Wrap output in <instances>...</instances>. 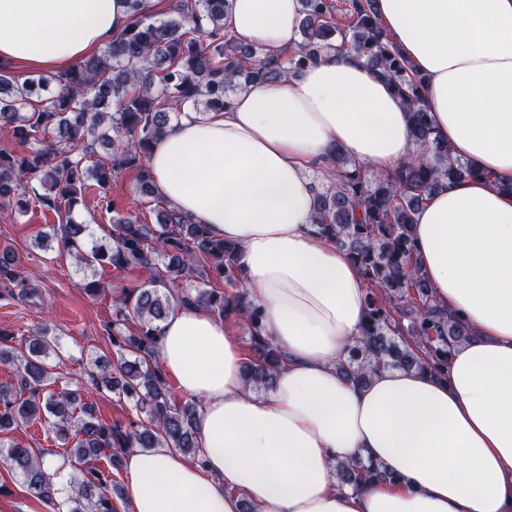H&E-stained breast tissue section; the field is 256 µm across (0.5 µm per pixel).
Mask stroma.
Masks as SVG:
<instances>
[{
	"instance_id": "obj_1",
	"label": "stroma",
	"mask_w": 512,
	"mask_h": 512,
	"mask_svg": "<svg viewBox=\"0 0 512 512\" xmlns=\"http://www.w3.org/2000/svg\"><path fill=\"white\" fill-rule=\"evenodd\" d=\"M58 222L53 211L36 204L24 213L0 217V244L18 254L25 285L32 291L27 298L18 294L0 297V330L11 333L19 343L36 328L49 326L61 346L62 385L72 389L87 383L91 358L112 348L105 326L112 318L113 290L140 286L149 272L104 267L97 276L105 281L107 292L95 297L85 294L79 286L82 273L73 259L57 248L44 250L37 245L42 236L52 234ZM1 483L9 492L0 496V512H51L3 464Z\"/></svg>"
}]
</instances>
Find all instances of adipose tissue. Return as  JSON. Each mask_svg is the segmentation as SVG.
Listing matches in <instances>:
<instances>
[{"label":"adipose tissue","instance_id":"adipose-tissue-1","mask_svg":"<svg viewBox=\"0 0 512 512\" xmlns=\"http://www.w3.org/2000/svg\"><path fill=\"white\" fill-rule=\"evenodd\" d=\"M424 80L437 135L479 175L432 191L415 216L417 264L435 301L473 336L448 372L340 377L361 335L366 286L312 224L336 184V147L383 173L419 156L407 107L355 53L252 84L229 108L184 117L147 166L192 223L239 247L241 281L287 355L273 384H245L222 321L176 306L158 361L199 400L205 466L172 448L123 457L130 512H512V0H377ZM128 0H0V59L69 64L130 22ZM301 0H231L226 31L271 54L293 47ZM361 459L393 480L341 484Z\"/></svg>","mask_w":512,"mask_h":512}]
</instances>
